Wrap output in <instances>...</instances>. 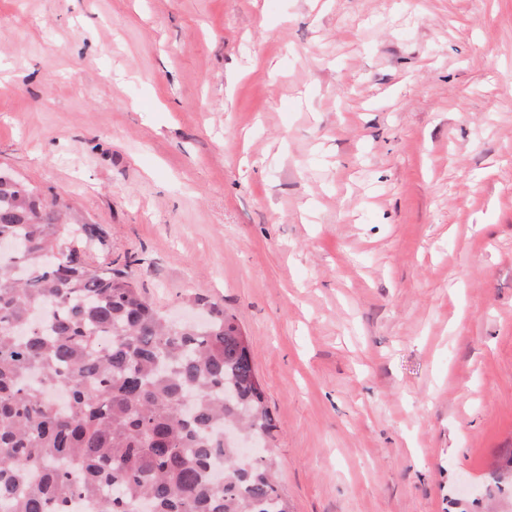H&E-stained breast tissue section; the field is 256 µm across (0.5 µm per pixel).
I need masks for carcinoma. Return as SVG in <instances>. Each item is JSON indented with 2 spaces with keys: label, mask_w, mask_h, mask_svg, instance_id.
Masks as SVG:
<instances>
[{
  "label": "carcinoma",
  "mask_w": 512,
  "mask_h": 512,
  "mask_svg": "<svg viewBox=\"0 0 512 512\" xmlns=\"http://www.w3.org/2000/svg\"><path fill=\"white\" fill-rule=\"evenodd\" d=\"M0 171V512H291L252 343L224 307L171 324L121 268L53 246L103 242Z\"/></svg>",
  "instance_id": "cac0c4a2"
}]
</instances>
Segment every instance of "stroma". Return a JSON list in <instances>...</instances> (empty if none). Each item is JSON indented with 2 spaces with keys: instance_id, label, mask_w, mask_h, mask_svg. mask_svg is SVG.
Returning <instances> with one entry per match:
<instances>
[{
  "instance_id": "1",
  "label": "stroma",
  "mask_w": 512,
  "mask_h": 512,
  "mask_svg": "<svg viewBox=\"0 0 512 512\" xmlns=\"http://www.w3.org/2000/svg\"><path fill=\"white\" fill-rule=\"evenodd\" d=\"M0 168L234 316L292 512H512V0H0Z\"/></svg>"
}]
</instances>
